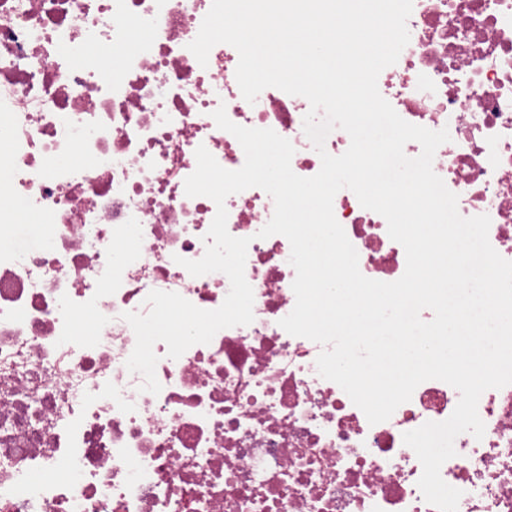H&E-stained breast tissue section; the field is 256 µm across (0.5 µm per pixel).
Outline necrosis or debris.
<instances>
[{
    "instance_id": "4bbe7bcc",
    "label": "necrosis or debris",
    "mask_w": 512,
    "mask_h": 512,
    "mask_svg": "<svg viewBox=\"0 0 512 512\" xmlns=\"http://www.w3.org/2000/svg\"><path fill=\"white\" fill-rule=\"evenodd\" d=\"M211 5L0 0V512H437L402 436L446 420L458 390L425 381L372 425L319 375L322 345L279 325L295 270L284 236H258L274 212L262 189L225 201L229 233L250 240L253 322L175 360L156 343L159 393L126 367L123 315L147 312L151 291L214 310L230 289L177 263L203 256L216 213L185 194L196 149L228 170L245 160L213 112L288 139L297 175L321 167L306 98L248 103L233 46L204 66L189 51ZM407 28L378 89L405 121L448 129L433 170L512 261V0H413ZM333 211L365 277L404 274L381 215L347 189ZM478 414L483 438L458 435L441 477L458 512H512V384Z\"/></svg>"
}]
</instances>
